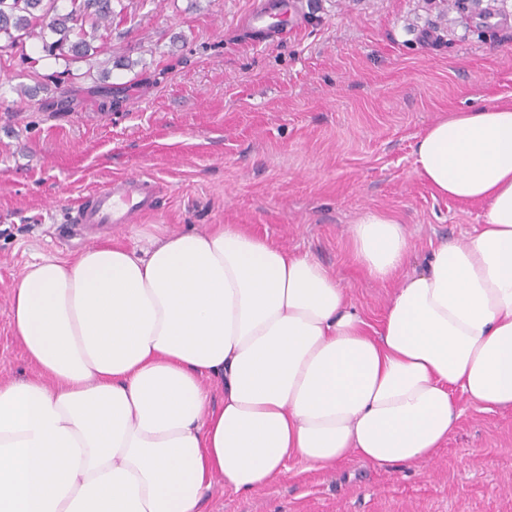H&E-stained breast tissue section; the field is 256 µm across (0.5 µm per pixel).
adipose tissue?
<instances>
[{
    "label": "adipose tissue",
    "instance_id": "obj_1",
    "mask_svg": "<svg viewBox=\"0 0 512 512\" xmlns=\"http://www.w3.org/2000/svg\"><path fill=\"white\" fill-rule=\"evenodd\" d=\"M415 154L437 194L487 211L374 330L334 271L236 224L29 263L10 319L38 373L0 384V512H200L215 479L252 492L292 458L432 461L454 392L512 408V101L435 122ZM350 241L379 281L410 255L380 212Z\"/></svg>",
    "mask_w": 512,
    "mask_h": 512
}]
</instances>
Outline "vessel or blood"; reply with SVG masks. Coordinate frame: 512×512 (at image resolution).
Wrapping results in <instances>:
<instances>
[{"label": "vessel or blood", "instance_id": "vessel-or-blood-1", "mask_svg": "<svg viewBox=\"0 0 512 512\" xmlns=\"http://www.w3.org/2000/svg\"><path fill=\"white\" fill-rule=\"evenodd\" d=\"M288 0H259L246 19V30L255 41L263 42L281 34V19L287 18ZM155 199L143 181L111 182L100 190L91 203L71 214L75 224H92L108 230L118 224L129 223L133 214L153 210Z\"/></svg>", "mask_w": 512, "mask_h": 512}]
</instances>
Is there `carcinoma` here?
Instances as JSON below:
<instances>
[{"label": "carcinoma", "instance_id": "1", "mask_svg": "<svg viewBox=\"0 0 512 512\" xmlns=\"http://www.w3.org/2000/svg\"><path fill=\"white\" fill-rule=\"evenodd\" d=\"M115 17L112 0H0V37L23 63L31 60L29 43L55 60L88 61L100 54L94 42Z\"/></svg>", "mask_w": 512, "mask_h": 512}]
</instances>
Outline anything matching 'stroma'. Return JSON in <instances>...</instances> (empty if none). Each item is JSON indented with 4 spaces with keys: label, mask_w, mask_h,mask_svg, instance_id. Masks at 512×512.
Listing matches in <instances>:
<instances>
[{
    "label": "stroma",
    "mask_w": 512,
    "mask_h": 512,
    "mask_svg": "<svg viewBox=\"0 0 512 512\" xmlns=\"http://www.w3.org/2000/svg\"><path fill=\"white\" fill-rule=\"evenodd\" d=\"M306 21L253 41L257 0H115L104 38V108L85 63L43 58L20 98L17 56L0 49V382L32 376L9 320V292L43 256L75 259L136 232L239 224L336 272L378 328L398 283L357 265L350 227L370 211L409 236L410 274L443 240L482 224L483 204L438 195L416 173L427 127L493 98L512 100V0H485L499 25L450 0H302ZM71 69L73 79L51 75ZM155 186L153 212L98 236L66 220L113 180ZM458 419L430 463L323 470L297 460L248 494L215 484L201 512H512V408L455 393Z\"/></svg>",
    "instance_id": "1"
}]
</instances>
